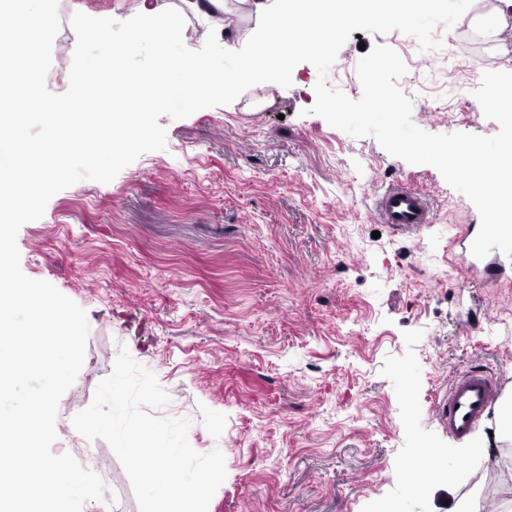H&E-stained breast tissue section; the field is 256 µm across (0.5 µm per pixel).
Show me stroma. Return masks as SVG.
Segmentation results:
<instances>
[{
	"label": "stroma",
	"instance_id": "stroma-1",
	"mask_svg": "<svg viewBox=\"0 0 512 512\" xmlns=\"http://www.w3.org/2000/svg\"><path fill=\"white\" fill-rule=\"evenodd\" d=\"M159 2L183 14L193 50L206 40L199 20L229 50L258 25L249 0H224L219 12ZM58 7L122 21L139 0ZM481 14L512 31L500 0H473L452 28H436L433 49L398 30L350 36L328 84L360 99L358 64L385 45L407 66L397 86L418 128L495 135L474 92L484 72H512V42L461 44ZM475 56L481 67H470ZM317 78L303 62L290 86L259 84L228 105L161 116L165 150L110 183L58 192L20 228L22 272L88 318L85 360L59 401L51 447L104 483L82 512H139L111 447L72 423L123 347L169 393L159 416L189 420V444L223 454L226 478L208 512H462L482 503L488 483L492 512H512V470L484 475L512 451V439L495 435V412L458 439L433 411L437 390L468 369L512 400V269L498 282L466 276L448 239L480 223L473 203L435 167L312 113ZM396 185L428 195L432 224L405 234L373 222L376 200Z\"/></svg>",
	"mask_w": 512,
	"mask_h": 512
}]
</instances>
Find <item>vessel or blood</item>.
I'll return each mask as SVG.
<instances>
[{
    "mask_svg": "<svg viewBox=\"0 0 512 512\" xmlns=\"http://www.w3.org/2000/svg\"><path fill=\"white\" fill-rule=\"evenodd\" d=\"M373 218L401 230L417 229L432 221V207L427 196L415 189L397 187L377 201ZM476 237L473 227L463 228L449 242L453 257L469 274L498 279L500 259H479L472 255ZM499 396L486 372L469 370L458 375L436 404L441 423L456 438H464L484 418Z\"/></svg>",
    "mask_w": 512,
    "mask_h": 512,
    "instance_id": "1",
    "label": "vessel or blood"
}]
</instances>
